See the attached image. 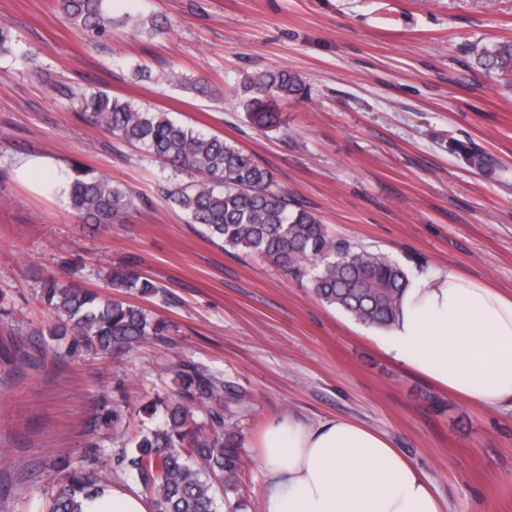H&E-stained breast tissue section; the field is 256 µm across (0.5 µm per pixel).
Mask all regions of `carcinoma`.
Wrapping results in <instances>:
<instances>
[{"label":"carcinoma","instance_id":"obj_1","mask_svg":"<svg viewBox=\"0 0 512 512\" xmlns=\"http://www.w3.org/2000/svg\"><path fill=\"white\" fill-rule=\"evenodd\" d=\"M57 6L89 34L112 30L106 0H57ZM2 53L28 58L12 26L0 20ZM478 62L512 74V42L484 51ZM52 89L76 99L80 114L94 126L169 166L179 182L160 187V194L225 252L261 255L289 276L307 280L318 300L361 324L382 330L393 324L409 285L406 269L381 252L332 236L313 213L275 188L269 170L252 156L222 137L176 122L167 112H153L103 92L77 95L57 84ZM303 90L295 74L261 75L250 82L246 109L258 127H278L275 99ZM138 201L125 184L87 170L77 173L70 192L76 215L86 224L103 227L122 222ZM103 283L107 294L82 287L76 266L48 276L41 297L59 319L50 332L54 340L69 348L83 343L110 355L169 331L166 319L127 299L135 294L165 296L158 282L119 265L109 270ZM176 374L179 388L162 423L122 449L116 465L142 487L151 512H238L229 494L238 490L247 470L235 421L245 397L193 363H179ZM193 406L206 414L205 421L195 420ZM104 489L100 470L93 465L63 469L58 491L42 512H82L83 500Z\"/></svg>","mask_w":512,"mask_h":512}]
</instances>
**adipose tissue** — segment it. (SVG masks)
Returning <instances> with one entry per match:
<instances>
[{"label": "adipose tissue", "instance_id": "adipose-tissue-1", "mask_svg": "<svg viewBox=\"0 0 512 512\" xmlns=\"http://www.w3.org/2000/svg\"><path fill=\"white\" fill-rule=\"evenodd\" d=\"M21 183L69 200L73 173L50 156L17 160ZM385 353L454 397L480 408L512 404V295L455 269L411 280ZM262 512H445L421 471L391 440L345 419L268 422L260 439ZM83 512H149L145 496L116 485Z\"/></svg>", "mask_w": 512, "mask_h": 512}]
</instances>
